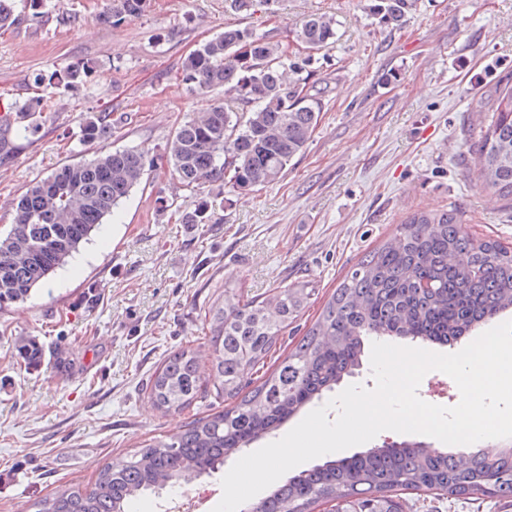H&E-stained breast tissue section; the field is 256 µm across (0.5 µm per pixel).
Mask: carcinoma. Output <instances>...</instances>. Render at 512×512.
<instances>
[{
    "label": "carcinoma",
    "mask_w": 512,
    "mask_h": 512,
    "mask_svg": "<svg viewBox=\"0 0 512 512\" xmlns=\"http://www.w3.org/2000/svg\"><path fill=\"white\" fill-rule=\"evenodd\" d=\"M239 14L271 9L276 0H225ZM416 0H367L364 9L386 28L403 26ZM146 0H113L107 19L120 23L144 11ZM296 41L318 51L336 40V19L312 14L295 25ZM288 50L249 28H236L201 44L182 65L195 90L224 89L234 106L219 103L194 114L168 139L164 156L185 187L230 183L242 193L280 178L317 126L320 99L304 79L288 76ZM73 64L43 74V95L0 113V166H8L36 135L60 89L86 76ZM112 129L101 112L83 127L87 143ZM474 162L479 186L512 201V84L499 87L491 116L478 124ZM144 151L101 150L34 180L12 201L11 224L0 235V310L26 301L64 267L97 226L116 215L153 166ZM206 198L179 213L182 224H210ZM313 289L298 282L259 300L224 283L210 309L208 372L197 351L169 355L149 382L160 410L184 411L208 396L228 401L221 411L194 417L183 429L102 468L94 486L58 492L40 512H130L143 497H158L224 467L226 458L253 442L273 438L280 426L327 396L363 367L369 342L427 343L451 347L490 322L512 314V250L470 234L453 210L418 211L379 247L353 265L318 318L275 370L255 377L308 304ZM26 368H37L42 349L33 339L18 346ZM431 501L448 498L512 500V439L493 451H464L408 441L390 442L339 460L315 464L273 486L244 512H313L334 503L337 512H403L402 491Z\"/></svg>",
    "instance_id": "1"
}]
</instances>
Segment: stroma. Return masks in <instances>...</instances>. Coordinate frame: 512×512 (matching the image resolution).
Wrapping results in <instances>:
<instances>
[{"instance_id": "stroma-1", "label": "stroma", "mask_w": 512, "mask_h": 512, "mask_svg": "<svg viewBox=\"0 0 512 512\" xmlns=\"http://www.w3.org/2000/svg\"><path fill=\"white\" fill-rule=\"evenodd\" d=\"M106 0H16L0 29V102L38 93V74L71 63L89 73L55 95L39 133L0 168V228L7 204L35 178L135 146L155 160L142 184L46 285L0 310V512H36L68 487H91L107 464L185 425L157 409L147 383L182 347L203 350L204 314L232 279L244 295L306 282L315 294L278 344L284 358L361 256L417 211L452 209L468 231L512 247V203L475 181V128L488 119L500 80L512 79V0H417L405 25L381 26L364 0H281L276 13L237 15L224 0H150L118 24ZM337 20L334 43L294 42L303 17ZM289 46L322 104L304 149L276 182L238 194L219 185L170 193L162 157L192 113L224 99L191 90L184 59L228 27ZM123 118L94 146L86 120L101 108ZM211 202L209 224H180L160 197ZM32 337L38 368L17 346Z\"/></svg>"}]
</instances>
